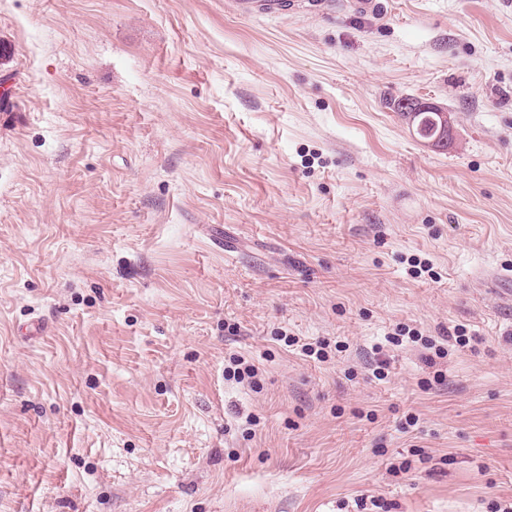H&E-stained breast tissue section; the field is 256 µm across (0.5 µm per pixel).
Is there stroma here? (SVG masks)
Returning <instances> with one entry per match:
<instances>
[{"mask_svg": "<svg viewBox=\"0 0 512 512\" xmlns=\"http://www.w3.org/2000/svg\"><path fill=\"white\" fill-rule=\"evenodd\" d=\"M382 2L0 0V512L512 497V0ZM225 4L244 18L280 17L293 10L294 0H228ZM413 100L414 99L412 98H400L394 100L393 107L395 112H399V114L402 117L409 120L411 115L419 116L414 121L416 125V131L421 118L425 115H428L423 114V112H434V114L437 115L439 121L435 118L431 119H433L434 122L436 123L438 127V133L433 138L424 140V144L431 148H437L438 146L445 144L448 141V145H450L453 140V125L450 115L448 114V109L444 108L443 106H440L439 104L418 101L415 102V104L412 106V112H405V110L410 108V106L414 103ZM419 113H421L422 115H420ZM426 126L427 125L425 124L423 134L417 131V134L422 139H425V135L427 134ZM404 339H406L408 343H414L424 351L430 353L425 356V361L429 367H433L437 364L435 358L444 359L448 355V350L442 345H438L434 337L422 336L420 331L406 327H397L395 332L386 338V341L394 346H400L403 344ZM259 367L252 359H247L244 356L230 357L229 365L224 367V378L234 380L237 383H247L252 389H260V382L258 379Z\"/></svg>", "mask_w": 512, "mask_h": 512, "instance_id": "obj_1", "label": "stroma"}]
</instances>
